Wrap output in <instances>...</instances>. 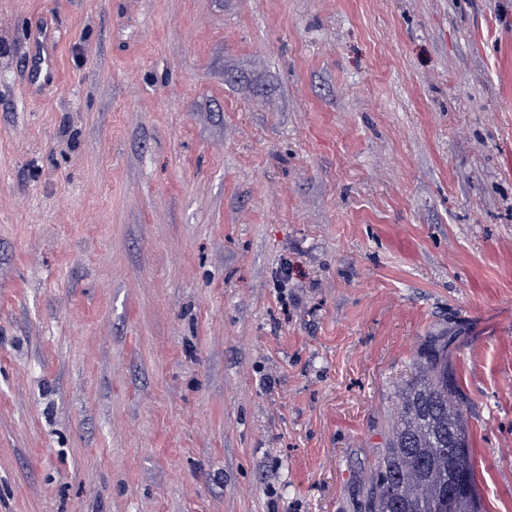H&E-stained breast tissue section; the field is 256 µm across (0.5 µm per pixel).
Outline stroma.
I'll return each mask as SVG.
<instances>
[{"instance_id":"obj_1","label":"stroma","mask_w":512,"mask_h":512,"mask_svg":"<svg viewBox=\"0 0 512 512\" xmlns=\"http://www.w3.org/2000/svg\"><path fill=\"white\" fill-rule=\"evenodd\" d=\"M435 336L512 512V0H0V512H364Z\"/></svg>"}]
</instances>
